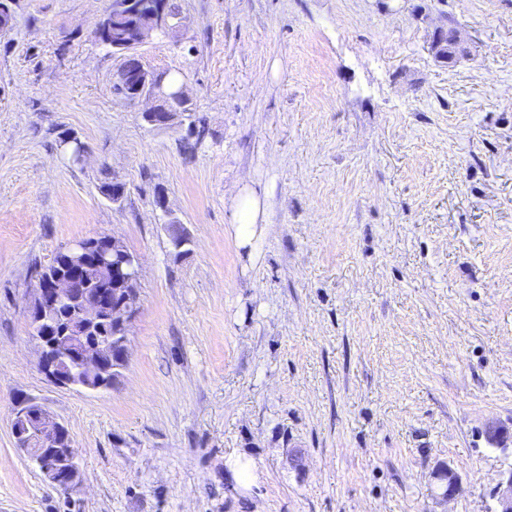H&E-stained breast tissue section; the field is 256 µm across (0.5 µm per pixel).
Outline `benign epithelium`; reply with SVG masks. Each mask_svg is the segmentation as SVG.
<instances>
[{
    "instance_id": "obj_1",
    "label": "benign epithelium",
    "mask_w": 512,
    "mask_h": 512,
    "mask_svg": "<svg viewBox=\"0 0 512 512\" xmlns=\"http://www.w3.org/2000/svg\"><path fill=\"white\" fill-rule=\"evenodd\" d=\"M174 17L157 8L151 27L139 31L136 38L112 55L120 58L121 64L113 76V85L125 88L129 85L132 66H137L139 80L126 96L129 101L147 100L151 106L143 112L145 122L153 127H168L184 123L190 113L179 108L189 102L181 91L171 93L165 84V75L146 69L138 56L137 49L149 38L157 35L169 36L176 29ZM435 57L448 64L466 57L458 29L438 27L431 42ZM96 253L99 265L125 280L140 279V257L129 250L115 236L100 235L77 241L65 248L62 270L54 278H36V286L28 306V315L33 337L40 348L39 369L45 378L55 386L81 387L86 390H101L114 386L126 366L128 336L133 321L140 309L139 295L120 294L116 288L92 282L82 274L87 257ZM112 324V345L121 348V357L112 366V373L103 376L92 385L82 382L77 371L90 365L91 358H99L105 345L88 335L90 328L98 321ZM32 419L30 429L37 437L39 452L29 456L42 475L57 487L69 490L74 487L78 465L72 445L64 448L53 444L63 424L53 419L42 406L31 402V408L14 406L12 434L23 452L27 444L21 441L18 420L24 415ZM448 477L447 488L439 494L443 499H453L462 491L459 477L448 468L443 470ZM494 512H512V468L503 474L496 491Z\"/></svg>"
}]
</instances>
